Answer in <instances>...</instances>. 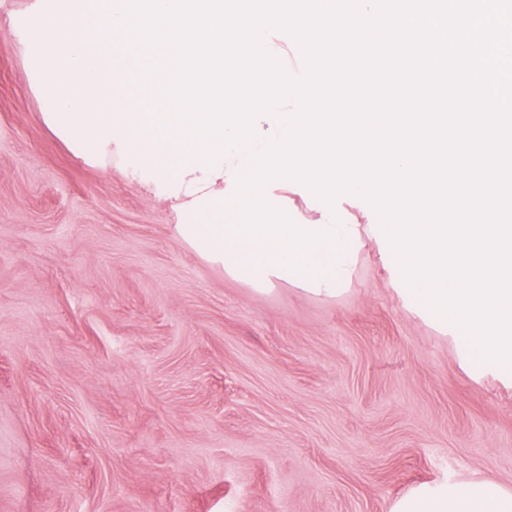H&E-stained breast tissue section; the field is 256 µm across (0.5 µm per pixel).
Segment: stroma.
Wrapping results in <instances>:
<instances>
[{"label": "stroma", "instance_id": "stroma-1", "mask_svg": "<svg viewBox=\"0 0 512 512\" xmlns=\"http://www.w3.org/2000/svg\"><path fill=\"white\" fill-rule=\"evenodd\" d=\"M30 0H0V512H391L512 488V392L473 381L378 247L334 299L197 258L120 163L42 122ZM391 512H512V489L491 479L425 484L396 499Z\"/></svg>", "mask_w": 512, "mask_h": 512}]
</instances>
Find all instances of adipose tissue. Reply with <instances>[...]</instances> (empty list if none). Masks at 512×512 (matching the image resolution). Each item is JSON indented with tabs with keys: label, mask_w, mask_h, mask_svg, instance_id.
I'll list each match as a JSON object with an SVG mask.
<instances>
[{
	"label": "adipose tissue",
	"mask_w": 512,
	"mask_h": 512,
	"mask_svg": "<svg viewBox=\"0 0 512 512\" xmlns=\"http://www.w3.org/2000/svg\"><path fill=\"white\" fill-rule=\"evenodd\" d=\"M391 512H512V489L491 479L425 484L396 499Z\"/></svg>",
	"instance_id": "adipose-tissue-1"
}]
</instances>
